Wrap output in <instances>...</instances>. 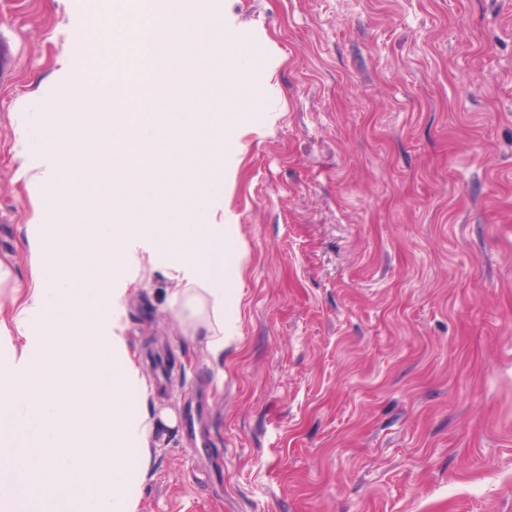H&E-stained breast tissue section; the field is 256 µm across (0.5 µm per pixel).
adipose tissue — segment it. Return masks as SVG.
<instances>
[{
  "label": "adipose tissue",
  "mask_w": 512,
  "mask_h": 512,
  "mask_svg": "<svg viewBox=\"0 0 512 512\" xmlns=\"http://www.w3.org/2000/svg\"><path fill=\"white\" fill-rule=\"evenodd\" d=\"M115 2L123 22L105 15L98 40L128 61L137 90L117 106L81 80L55 105L59 136L29 112L17 128L20 176L67 220L26 229L36 273L15 318L26 344L0 370V512H141L154 425L111 316L133 240L166 261L170 307L203 327L214 356L235 340L224 272L239 269L244 251H225L215 212L182 193L166 158L223 154L232 116L211 103L246 87L248 65L224 64L226 31L199 0ZM187 42L203 51L186 81L171 62ZM87 97L95 114L75 113L74 100ZM182 97L194 104L179 111Z\"/></svg>",
  "instance_id": "obj_1"
}]
</instances>
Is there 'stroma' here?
<instances>
[{"label": "stroma", "mask_w": 512, "mask_h": 512, "mask_svg": "<svg viewBox=\"0 0 512 512\" xmlns=\"http://www.w3.org/2000/svg\"><path fill=\"white\" fill-rule=\"evenodd\" d=\"M109 0H0V329L27 301L18 99L123 63ZM251 68L224 183L237 340L205 348L145 256L118 312L157 425L142 512H512V0H218Z\"/></svg>", "instance_id": "stroma-1"}]
</instances>
